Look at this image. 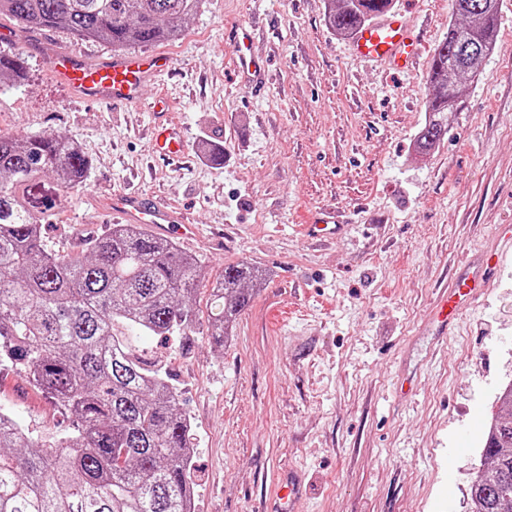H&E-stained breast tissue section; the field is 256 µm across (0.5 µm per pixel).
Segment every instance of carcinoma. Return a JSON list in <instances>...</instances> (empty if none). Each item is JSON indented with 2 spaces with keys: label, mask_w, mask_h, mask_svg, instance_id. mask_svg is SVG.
Listing matches in <instances>:
<instances>
[{
  "label": "carcinoma",
  "mask_w": 512,
  "mask_h": 512,
  "mask_svg": "<svg viewBox=\"0 0 512 512\" xmlns=\"http://www.w3.org/2000/svg\"><path fill=\"white\" fill-rule=\"evenodd\" d=\"M393 0H337L327 21L350 35ZM448 35L434 50L422 151L448 133L459 88L495 46L500 0H450ZM204 0H0L24 28H64L124 50L174 40ZM25 79L0 55V91ZM90 163L68 136L0 133V372L25 377L68 426L46 446L0 412V512H193L190 420L167 370L115 332L188 335L196 259L138 224H114L86 251L52 253L42 225ZM266 273L228 265L211 287L210 336L222 345ZM470 486L474 512H512V389L498 398Z\"/></svg>",
  "instance_id": "obj_1"
}]
</instances>
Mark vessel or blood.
Instances as JSON below:
<instances>
[{
    "instance_id": "1",
    "label": "vessel or blood",
    "mask_w": 512,
    "mask_h": 512,
    "mask_svg": "<svg viewBox=\"0 0 512 512\" xmlns=\"http://www.w3.org/2000/svg\"><path fill=\"white\" fill-rule=\"evenodd\" d=\"M249 39L250 33L244 28L237 29L233 36L237 48L235 67L247 78L258 72V63L248 52ZM352 47L359 56L396 65L411 62L417 54L407 18L391 7L379 13L375 24L358 32ZM50 63L55 78L75 95L90 103L112 106L138 103L143 86L172 67L171 58L163 53L115 54L90 63L62 48L51 51ZM107 208L128 223L146 224L161 234L190 237L195 232L194 225L172 209L135 193L114 194ZM493 260L489 253L482 263L468 265L466 274L437 304L433 314L436 321L450 323L475 300Z\"/></svg>"
}]
</instances>
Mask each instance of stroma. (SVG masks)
<instances>
[{
  "instance_id": "obj_1",
  "label": "stroma",
  "mask_w": 512,
  "mask_h": 512,
  "mask_svg": "<svg viewBox=\"0 0 512 512\" xmlns=\"http://www.w3.org/2000/svg\"><path fill=\"white\" fill-rule=\"evenodd\" d=\"M329 5L206 0L165 46L173 69L130 108L88 104L50 73L53 47L89 62L112 47L1 13L0 53L20 54L26 78L0 91V130L65 133L90 161L44 226L50 251L106 233L104 205L121 190L198 227L178 242L204 278L191 295L195 332L132 339L170 370L190 416L195 512H467L487 465L484 427L512 381V0L447 135L424 153L416 140L448 0H396L421 45L404 72L353 53ZM239 25L266 63L257 91L240 84L224 37ZM166 122L189 148L178 168L152 151ZM323 210L347 227L326 243L300 230ZM493 242L501 271L483 298L445 332L427 326L463 260ZM242 262L268 278L219 346L207 334L209 284ZM0 410L39 438L65 426L8 371Z\"/></svg>"
}]
</instances>
